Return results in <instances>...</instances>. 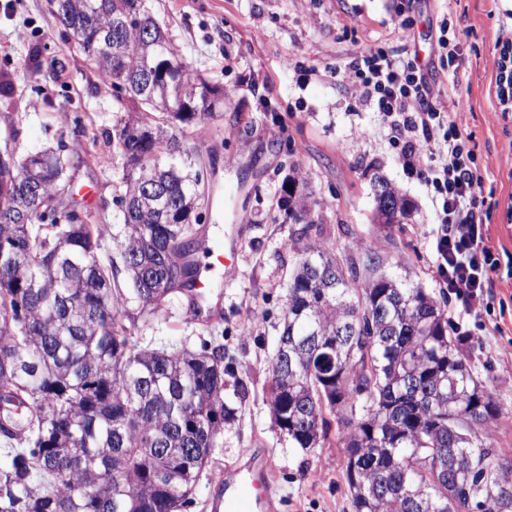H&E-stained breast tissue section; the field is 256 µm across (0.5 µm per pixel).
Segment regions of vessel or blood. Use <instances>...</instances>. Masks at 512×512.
I'll list each match as a JSON object with an SVG mask.
<instances>
[{
  "label": "vessel or blood",
  "mask_w": 512,
  "mask_h": 512,
  "mask_svg": "<svg viewBox=\"0 0 512 512\" xmlns=\"http://www.w3.org/2000/svg\"><path fill=\"white\" fill-rule=\"evenodd\" d=\"M207 256V262L198 269L193 288L195 313L200 317L210 312L209 299L218 286L216 273H229L237 259L230 242L209 249ZM211 483L220 490L216 504L224 512H277V492L265 456L248 454L244 464L219 473Z\"/></svg>",
  "instance_id": "vessel-or-blood-1"
}]
</instances>
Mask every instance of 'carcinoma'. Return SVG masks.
I'll list each match as a JSON object with an SVG mask.
<instances>
[{"instance_id": "carcinoma-1", "label": "carcinoma", "mask_w": 512, "mask_h": 512, "mask_svg": "<svg viewBox=\"0 0 512 512\" xmlns=\"http://www.w3.org/2000/svg\"><path fill=\"white\" fill-rule=\"evenodd\" d=\"M53 15L103 87L126 88L112 126L127 161L121 264L100 262L104 224L74 222L64 204L78 141L23 162L0 154V512H178L192 495L234 408L225 400L224 348L148 349L126 324L131 279L140 317L188 291L204 239L191 224L205 184L172 128L214 118L211 83L190 77L145 0H54ZM31 47L26 68L65 64ZM39 191L30 193V183ZM154 194L146 195L147 189ZM375 210L411 208L385 179ZM314 223L304 195L284 200ZM359 249L344 261L302 247L288 288L270 385L275 421L294 447H338L354 512H512V457L490 428L503 403L466 357L468 340L419 284L382 272Z\"/></svg>"}]
</instances>
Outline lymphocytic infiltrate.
I'll use <instances>...</instances> for the list:
<instances>
[{
	"label": "lymphocytic infiltrate",
	"instance_id": "lymphocytic-infiltrate-1",
	"mask_svg": "<svg viewBox=\"0 0 512 512\" xmlns=\"http://www.w3.org/2000/svg\"><path fill=\"white\" fill-rule=\"evenodd\" d=\"M362 61L354 70L359 92L389 117L390 135L402 143L404 166L420 170L439 197L437 272L449 292L464 296L471 310H478L484 305L488 271L497 260L485 243L479 212L483 178L462 116L432 106L433 88L411 64L371 46Z\"/></svg>",
	"mask_w": 512,
	"mask_h": 512
}]
</instances>
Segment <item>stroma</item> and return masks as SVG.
<instances>
[{"mask_svg": "<svg viewBox=\"0 0 512 512\" xmlns=\"http://www.w3.org/2000/svg\"><path fill=\"white\" fill-rule=\"evenodd\" d=\"M184 58L191 77L224 88L215 123L180 129L184 148L198 153L207 176L203 218L207 239L238 238V262L218 290L216 316L195 321L186 297L171 301L149 323H136L143 345L168 351L224 348L233 419L180 512H211L212 474L251 449L265 454L279 512H353L345 458L335 439L307 451L293 447L276 424L269 399L272 362L288 303L298 250L314 242L344 257L357 247L386 258V270L422 285L445 310L449 328L475 321L486 329L467 350L485 389L504 400L491 427L493 445L512 456V112L496 97V63L512 43V0H147ZM456 32V58L441 57L443 21ZM49 0H0V70L13 73L10 107L0 109V152L24 161L58 140L80 139L67 203L107 224L102 251L114 253L123 231L116 200L123 159L108 134L116 114L111 93L73 41L56 34ZM47 42L61 73L25 67L32 43ZM417 59L434 88L432 103L466 105L463 120L484 179L486 244L497 266L489 273L490 310L481 318L445 293L436 270V202L418 171L403 168L386 120L356 96L344 76L365 46ZM300 176L315 223L296 222L278 201ZM383 176L413 204L405 224L377 223L374 176ZM234 195H227V188Z\"/></svg>", "mask_w": 512, "mask_h": 512, "instance_id": "1", "label": "stroma"}]
</instances>
